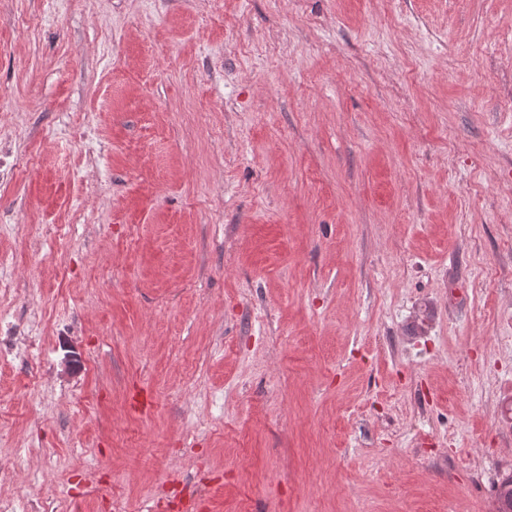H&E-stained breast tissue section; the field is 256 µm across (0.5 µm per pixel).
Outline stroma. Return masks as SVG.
I'll return each instance as SVG.
<instances>
[{
	"label": "stroma",
	"instance_id": "stroma-1",
	"mask_svg": "<svg viewBox=\"0 0 512 512\" xmlns=\"http://www.w3.org/2000/svg\"><path fill=\"white\" fill-rule=\"evenodd\" d=\"M16 512H495L512 0H0Z\"/></svg>",
	"mask_w": 512,
	"mask_h": 512
}]
</instances>
